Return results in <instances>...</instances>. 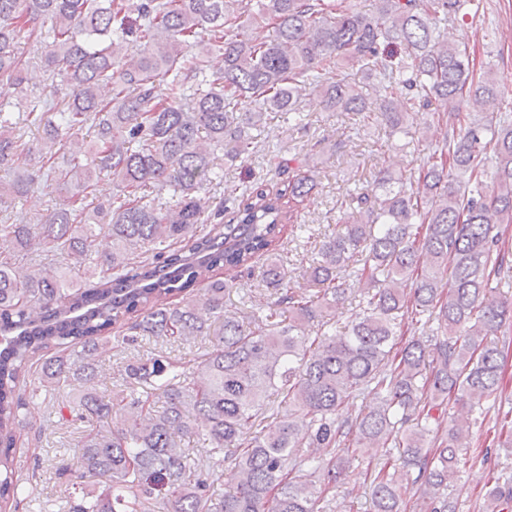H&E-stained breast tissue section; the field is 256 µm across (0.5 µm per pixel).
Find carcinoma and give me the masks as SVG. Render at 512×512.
Segmentation results:
<instances>
[{"instance_id":"carcinoma-1","label":"carcinoma","mask_w":512,"mask_h":512,"mask_svg":"<svg viewBox=\"0 0 512 512\" xmlns=\"http://www.w3.org/2000/svg\"><path fill=\"white\" fill-rule=\"evenodd\" d=\"M374 2L367 13L355 0H0V168L13 172L0 204L40 183L71 191L42 218L17 213L0 225L13 246L0 257L1 503L35 499L14 478L20 410L62 381L94 380L103 340L128 318L127 343L208 336L210 346L191 364L129 363L108 395L69 396L66 407L91 428L59 472L80 487L68 512H321L336 495V465L306 449L331 454L349 437L357 448L403 443L373 481L370 512H403L412 470L416 512H454L473 428L503 387L497 338L512 303L492 283L512 269L499 230L512 223V116L499 111L506 87L494 70L476 74L467 48L441 38L473 0ZM23 43L68 93L29 102L18 122ZM215 52L220 71L208 69ZM309 93L332 111L376 113L391 135L437 99L461 126L418 176L380 170L378 206L355 194L357 215L323 241L302 268L308 286L295 290L276 240L291 220L284 199L311 195V176L299 172L274 193L245 187L222 232L201 216L224 178L215 152L230 162L255 153L248 130L268 112L300 122ZM28 128L41 132L36 156L23 142ZM85 129L94 141L84 160L50 164ZM97 171L117 192L89 209ZM55 251L69 262L60 273L48 263ZM35 253V269L18 279L13 260ZM260 256L275 301L247 322L224 317L229 284L212 272ZM349 277L366 288L338 330L325 317L345 301ZM195 287L201 308L169 302ZM207 313L224 321L213 329ZM311 322L325 331L305 348ZM433 324L431 343L398 346ZM356 394L369 405L341 417ZM186 438L214 450L212 473L188 479ZM222 475L233 491L217 496ZM483 499L482 512H512V475L491 477Z\"/></svg>"}]
</instances>
